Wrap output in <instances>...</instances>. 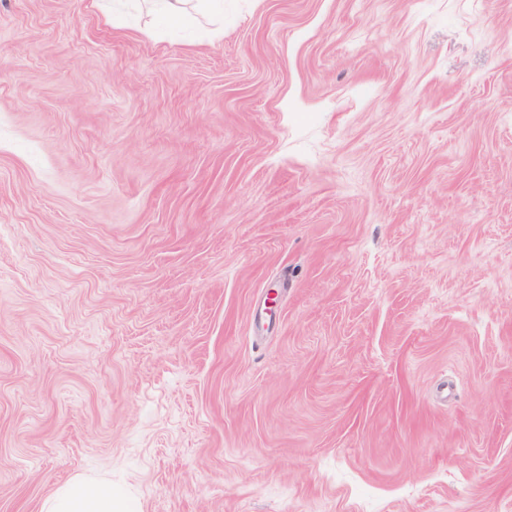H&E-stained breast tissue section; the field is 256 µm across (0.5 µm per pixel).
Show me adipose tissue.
<instances>
[{
  "label": "adipose tissue",
  "mask_w": 512,
  "mask_h": 512,
  "mask_svg": "<svg viewBox=\"0 0 512 512\" xmlns=\"http://www.w3.org/2000/svg\"><path fill=\"white\" fill-rule=\"evenodd\" d=\"M41 512H137L133 502L118 498L109 483L75 478L46 499Z\"/></svg>",
  "instance_id": "1"
}]
</instances>
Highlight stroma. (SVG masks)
I'll return each instance as SVG.
<instances>
[{"mask_svg":"<svg viewBox=\"0 0 512 512\" xmlns=\"http://www.w3.org/2000/svg\"><path fill=\"white\" fill-rule=\"evenodd\" d=\"M0 0V512H512V0ZM41 512H137L132 501L118 498L112 484L74 478L46 499Z\"/></svg>","mask_w":512,"mask_h":512,"instance_id":"stroma-1","label":"stroma"}]
</instances>
